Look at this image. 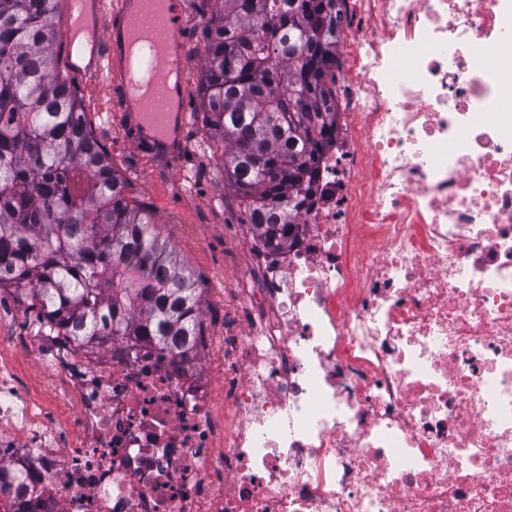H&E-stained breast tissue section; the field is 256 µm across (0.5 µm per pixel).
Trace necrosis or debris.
I'll list each match as a JSON object with an SVG mask.
<instances>
[{
	"mask_svg": "<svg viewBox=\"0 0 512 512\" xmlns=\"http://www.w3.org/2000/svg\"><path fill=\"white\" fill-rule=\"evenodd\" d=\"M338 31L310 205L232 239L223 382L0 287L58 392L0 340L11 512H512V0H340ZM20 360L19 375L24 381V386L36 397L42 398L40 377L36 375L35 367L38 364V350L35 347L19 346L15 349Z\"/></svg>",
	"mask_w": 512,
	"mask_h": 512,
	"instance_id": "4bbe7bcc",
	"label": "necrosis or debris"
}]
</instances>
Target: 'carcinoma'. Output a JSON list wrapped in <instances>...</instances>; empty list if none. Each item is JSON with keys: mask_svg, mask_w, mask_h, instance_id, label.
<instances>
[{"mask_svg": "<svg viewBox=\"0 0 512 512\" xmlns=\"http://www.w3.org/2000/svg\"><path fill=\"white\" fill-rule=\"evenodd\" d=\"M63 0H0V285L21 291L80 345L200 337L202 291L127 195V184L57 72ZM199 94L224 145V188L280 249L332 133L338 0H207Z\"/></svg>", "mask_w": 512, "mask_h": 512, "instance_id": "cac0c4a2", "label": "carcinoma"}]
</instances>
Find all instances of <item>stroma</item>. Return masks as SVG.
Here are the masks:
<instances>
[{
  "label": "stroma",
  "mask_w": 512,
  "mask_h": 512,
  "mask_svg": "<svg viewBox=\"0 0 512 512\" xmlns=\"http://www.w3.org/2000/svg\"><path fill=\"white\" fill-rule=\"evenodd\" d=\"M183 11L192 60L186 98L190 126L186 147L174 163L157 162L154 155L129 138L105 87L71 67L67 40L57 43L55 53L60 72L73 81L87 119L118 174L127 182L131 197L149 209L161 235L176 247L200 282L201 321L205 336L210 337L224 323V285L243 264L242 259L225 256L224 239L247 218L243 207L224 188L220 170L223 146L205 123L198 93L205 65L203 33L210 7L207 0H183Z\"/></svg>",
  "instance_id": "stroma-1"
}]
</instances>
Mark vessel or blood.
<instances>
[{"label": "vessel or blood", "mask_w": 512, "mask_h": 512, "mask_svg": "<svg viewBox=\"0 0 512 512\" xmlns=\"http://www.w3.org/2000/svg\"><path fill=\"white\" fill-rule=\"evenodd\" d=\"M164 12H156L152 0H120L111 12L106 27L89 20V13H101L103 0H65L71 16L67 39L78 38L82 31H90V57L85 71L104 77L116 90L122 112L127 116L126 130L143 147L167 156H175L184 144L183 135L188 126L185 110L167 111L170 100L186 98V87H173L168 81L169 66L187 70L190 59L185 38L178 20V0H165ZM149 30L161 40H172V47L161 50L153 64L155 94L153 97L133 99L127 88L124 72L125 45L142 31Z\"/></svg>", "instance_id": "1"}]
</instances>
